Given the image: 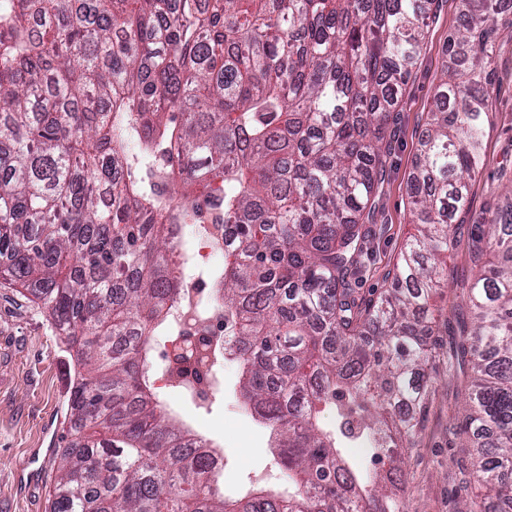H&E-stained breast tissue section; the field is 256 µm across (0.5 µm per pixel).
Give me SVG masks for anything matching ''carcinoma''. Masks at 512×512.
<instances>
[{
	"instance_id": "obj_1",
	"label": "carcinoma",
	"mask_w": 512,
	"mask_h": 512,
	"mask_svg": "<svg viewBox=\"0 0 512 512\" xmlns=\"http://www.w3.org/2000/svg\"><path fill=\"white\" fill-rule=\"evenodd\" d=\"M437 4L0 0V280L42 303L77 360L51 512H403L431 300L512 34L491 0H458L408 182L418 233L390 288L360 302L390 120ZM183 224L224 250V271L178 358L214 383L219 360L238 363L288 472L235 498L224 453L169 415L150 368L154 337H183ZM472 230L456 434L485 492L463 512H512V210Z\"/></svg>"
}]
</instances>
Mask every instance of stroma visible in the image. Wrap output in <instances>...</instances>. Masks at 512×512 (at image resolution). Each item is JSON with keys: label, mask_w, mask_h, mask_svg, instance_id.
I'll use <instances>...</instances> for the list:
<instances>
[{"label": "stroma", "mask_w": 512, "mask_h": 512, "mask_svg": "<svg viewBox=\"0 0 512 512\" xmlns=\"http://www.w3.org/2000/svg\"><path fill=\"white\" fill-rule=\"evenodd\" d=\"M458 23L456 0H442L412 71L390 129L394 135L388 179L379 194V213L369 225L354 286L369 299L387 288L402 243L415 233L407 183L418 158L419 139L440 81L443 50ZM490 116L484 167L473 180L468 209L460 214L456 244L448 254V287L435 297L439 309L436 353L430 372L434 390L423 430L407 458L402 491L405 512H461L480 491L464 479L469 451L450 428L463 405V371L458 364L460 326L470 311L463 293L473 277L470 226L512 206V39H502L492 64ZM155 361L160 394L199 432L224 447V492L237 495L269 471L268 435L240 407L238 367L224 363V388L201 406L172 388ZM75 363L48 311L26 291L0 285V512H50L62 451L71 440L67 413Z\"/></svg>", "instance_id": "1"}]
</instances>
